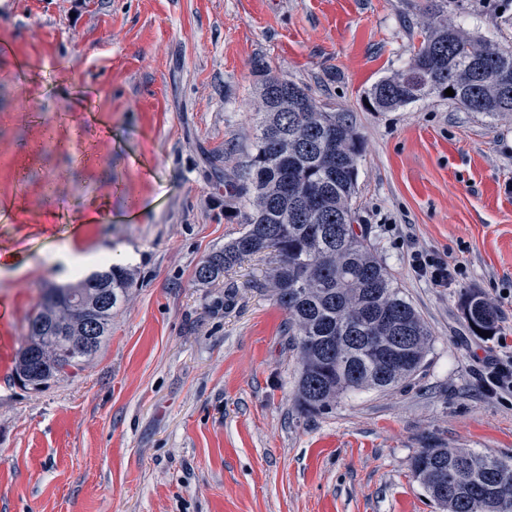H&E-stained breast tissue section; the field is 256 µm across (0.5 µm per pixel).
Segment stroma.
<instances>
[{"label": "stroma", "instance_id": "35a3bbf8", "mask_svg": "<svg viewBox=\"0 0 512 512\" xmlns=\"http://www.w3.org/2000/svg\"><path fill=\"white\" fill-rule=\"evenodd\" d=\"M426 0H0V302L17 338L66 246L122 248L134 285L76 374L0 382V512H437L413 478L423 448L512 456V120L432 97L390 112L366 91L407 63ZM512 46V0H447ZM349 113L365 142L357 222L426 321L404 386L309 415L294 399L277 255L216 281L195 270L244 229L229 184L252 151L253 62ZM135 197L143 207L126 212ZM414 250L463 271L433 287ZM494 303L475 336L465 292Z\"/></svg>", "mask_w": 512, "mask_h": 512}]
</instances>
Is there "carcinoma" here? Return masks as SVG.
Wrapping results in <instances>:
<instances>
[{"label": "carcinoma", "instance_id": "1", "mask_svg": "<svg viewBox=\"0 0 512 512\" xmlns=\"http://www.w3.org/2000/svg\"><path fill=\"white\" fill-rule=\"evenodd\" d=\"M427 6L422 41L407 64L374 83L365 100L392 111L433 96L468 112L512 117V90L496 75L512 77V47L475 37L448 19L437 0ZM288 111L256 110L254 151L233 186L246 199L244 232L195 270L210 283L242 259L273 250L276 300L288 313L299 377L296 401L320 413L343 395L396 389L421 368L431 331L355 229L358 160L363 141L346 112L311 111L313 98L286 80ZM319 191L316 204L299 191ZM131 269L112 265L75 282L50 285L27 317L16 375L35 389L82 369L95 353L72 343L71 299L84 302L82 319L99 343L110 335L112 309L126 299ZM471 331L496 332V307L477 292L463 297ZM413 477L441 512H512V456L462 448H423L411 461Z\"/></svg>", "mask_w": 512, "mask_h": 512}]
</instances>
